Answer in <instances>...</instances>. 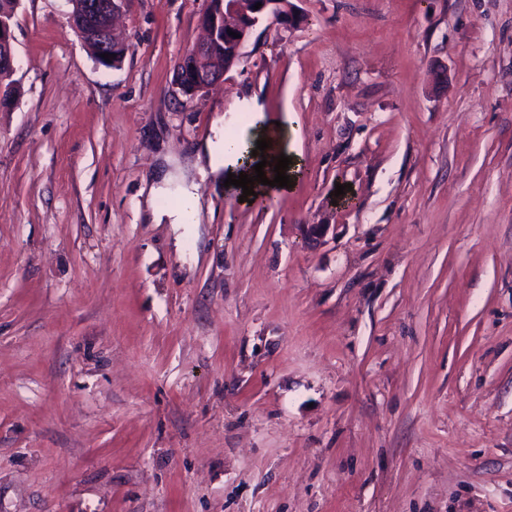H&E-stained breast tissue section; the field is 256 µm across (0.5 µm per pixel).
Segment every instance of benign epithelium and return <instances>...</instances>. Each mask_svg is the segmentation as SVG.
Returning <instances> with one entry per match:
<instances>
[{"label": "benign epithelium", "mask_w": 512, "mask_h": 512, "mask_svg": "<svg viewBox=\"0 0 512 512\" xmlns=\"http://www.w3.org/2000/svg\"><path fill=\"white\" fill-rule=\"evenodd\" d=\"M124 3L125 0H72L70 25L84 44L95 45V60L101 66L120 65L116 58L108 62L101 57L107 43L112 45V50L120 49L122 54H127V44L118 37L114 27V18ZM256 4L260 5L257 10ZM274 5L276 0H208L199 17L204 38L182 55L177 65L182 91L193 95L224 81L227 68L218 66L214 58L218 45H223V54L230 57L228 63L236 62L253 27L268 12L280 16L285 23L294 22L292 14H284ZM231 31L238 33V37L229 35ZM13 75L12 23L0 17V98L16 94Z\"/></svg>", "instance_id": "obj_1"}]
</instances>
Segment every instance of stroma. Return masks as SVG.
Returning a JSON list of instances; mask_svg holds the SVG:
<instances>
[{"instance_id":"stroma-1","label":"stroma","mask_w":512,"mask_h":512,"mask_svg":"<svg viewBox=\"0 0 512 512\" xmlns=\"http://www.w3.org/2000/svg\"><path fill=\"white\" fill-rule=\"evenodd\" d=\"M206 6L126 0L113 69L16 11L0 512H512V0H286L188 96ZM219 119L293 188L203 174ZM180 193L183 197L185 204L184 206L168 211H159L153 209V214L156 219L162 220L167 217L169 224H175L177 226L195 224L196 223V199L197 195L195 191L186 187H180Z\"/></svg>"}]
</instances>
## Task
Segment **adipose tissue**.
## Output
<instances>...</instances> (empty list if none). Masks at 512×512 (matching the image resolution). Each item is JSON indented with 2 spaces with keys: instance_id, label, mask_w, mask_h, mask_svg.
Instances as JSON below:
<instances>
[{
  "instance_id": "obj_1",
  "label": "adipose tissue",
  "mask_w": 512,
  "mask_h": 512,
  "mask_svg": "<svg viewBox=\"0 0 512 512\" xmlns=\"http://www.w3.org/2000/svg\"><path fill=\"white\" fill-rule=\"evenodd\" d=\"M256 146V138L245 131L236 136H225L224 123L219 120L214 126L213 139L205 143L202 153L212 175H221L226 168L234 174L242 172L250 175L260 159L254 155Z\"/></svg>"
}]
</instances>
